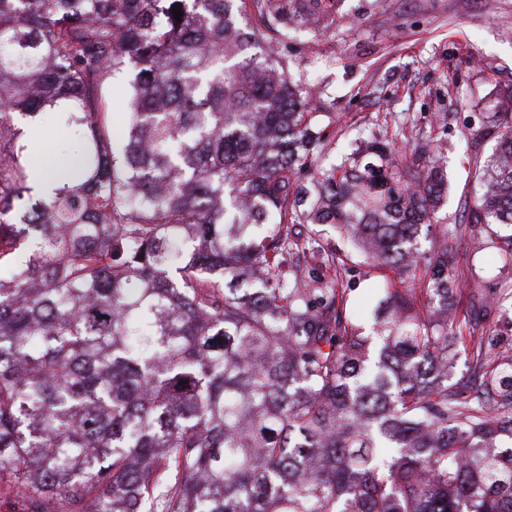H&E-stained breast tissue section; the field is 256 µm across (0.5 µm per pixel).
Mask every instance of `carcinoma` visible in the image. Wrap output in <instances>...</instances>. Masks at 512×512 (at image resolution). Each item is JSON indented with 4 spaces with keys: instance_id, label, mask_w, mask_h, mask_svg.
I'll use <instances>...</instances> for the list:
<instances>
[{
    "instance_id": "obj_1",
    "label": "carcinoma",
    "mask_w": 512,
    "mask_h": 512,
    "mask_svg": "<svg viewBox=\"0 0 512 512\" xmlns=\"http://www.w3.org/2000/svg\"><path fill=\"white\" fill-rule=\"evenodd\" d=\"M341 0H0V488L17 512H512V355L448 318L466 230L512 267V113L484 190L399 135L335 161L282 40ZM181 7L182 21L173 6ZM137 69L122 129L106 89ZM82 130L33 193L24 126ZM311 173V186L298 174ZM298 224L385 285L372 335ZM472 372L448 380L455 348Z\"/></svg>"
}]
</instances>
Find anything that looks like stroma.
<instances>
[{"label": "stroma", "instance_id": "35a3bbf8", "mask_svg": "<svg viewBox=\"0 0 512 512\" xmlns=\"http://www.w3.org/2000/svg\"><path fill=\"white\" fill-rule=\"evenodd\" d=\"M295 71L304 74L313 104L336 119L327 132L332 156L386 136L399 119L421 129L445 167L440 224L460 223L467 203L482 192L467 163L474 147L490 154L486 110L499 87L512 85V0H344L333 28L289 41ZM448 267L462 299L481 297L473 316L493 353H512V309L498 307L499 287L512 267L479 234L465 235ZM351 311L369 321L375 284L357 265L340 270Z\"/></svg>", "mask_w": 512, "mask_h": 512}]
</instances>
